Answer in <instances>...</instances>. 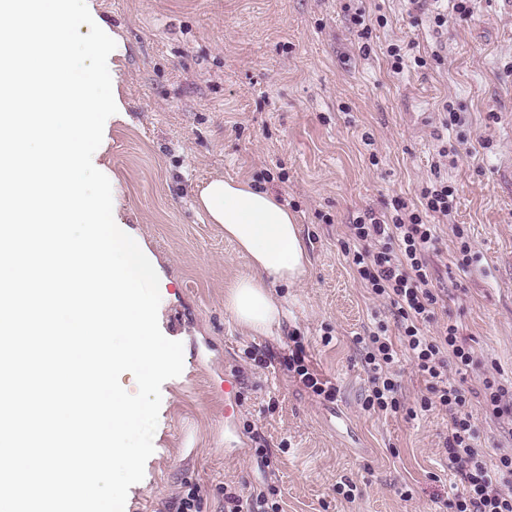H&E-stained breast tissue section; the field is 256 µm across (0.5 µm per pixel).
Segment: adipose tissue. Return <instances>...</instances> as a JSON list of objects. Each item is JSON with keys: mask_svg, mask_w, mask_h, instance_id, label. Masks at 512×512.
<instances>
[{"mask_svg": "<svg viewBox=\"0 0 512 512\" xmlns=\"http://www.w3.org/2000/svg\"><path fill=\"white\" fill-rule=\"evenodd\" d=\"M209 223L220 225L249 261L250 272L224 294V307L250 333L265 336L278 326L283 301L277 285L300 282L308 255L295 212L247 179L214 178L195 189Z\"/></svg>", "mask_w": 512, "mask_h": 512, "instance_id": "obj_1", "label": "adipose tissue"}]
</instances>
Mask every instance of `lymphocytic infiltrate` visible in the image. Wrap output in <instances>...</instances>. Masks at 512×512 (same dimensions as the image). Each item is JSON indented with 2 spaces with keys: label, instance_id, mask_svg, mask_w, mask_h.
<instances>
[{
  "label": "lymphocytic infiltrate",
  "instance_id": "lymphocytic-infiltrate-1",
  "mask_svg": "<svg viewBox=\"0 0 512 512\" xmlns=\"http://www.w3.org/2000/svg\"><path fill=\"white\" fill-rule=\"evenodd\" d=\"M453 188L437 180L421 192V209H412L399 199L392 211H367L349 225L344 253L362 284L375 298L395 308L401 336L392 341L385 325L356 337L370 373L365 411L398 412V384L394 368L400 351H407L425 377L427 393L421 408L434 406L448 413L445 450L455 479L460 484L450 507L452 512H512V454L488 461L478 446L479 431L467 391L450 379L449 367L469 371L478 363L475 353L458 337V326L449 322L428 333L438 296L432 289L428 258L437 242L435 224L425 223L423 213L439 221L449 220ZM287 368L314 397L332 401L336 386L310 368L301 341H294Z\"/></svg>",
  "mask_w": 512,
  "mask_h": 512
}]
</instances>
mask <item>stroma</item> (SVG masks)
I'll return each mask as SVG.
<instances>
[{
	"instance_id": "1",
	"label": "stroma",
	"mask_w": 512,
	"mask_h": 512,
	"mask_svg": "<svg viewBox=\"0 0 512 512\" xmlns=\"http://www.w3.org/2000/svg\"><path fill=\"white\" fill-rule=\"evenodd\" d=\"M117 34L109 63L124 118L104 127L113 216L143 240L159 276V327L182 342L184 368L161 388L153 445L124 512H224V491L249 494L277 468L281 512H450L448 414L421 410L426 381L410 358L396 368L399 413L362 409L368 373L353 338L382 321L343 255L347 226L426 184L454 189V224L440 227L430 264L453 319L482 361L512 383V0H474L435 26L436 0H90ZM365 12L372 33L356 22ZM423 63L394 73L388 45ZM449 156H439L441 148ZM248 179L297 213L305 278L280 287L287 314L255 336L224 309L247 258L194 207L198 182ZM474 263L449 261L458 239ZM338 389L319 400L289 376L291 337ZM269 367L258 366L261 355ZM238 388L225 397V381ZM356 485L354 502L336 492Z\"/></svg>"
}]
</instances>
